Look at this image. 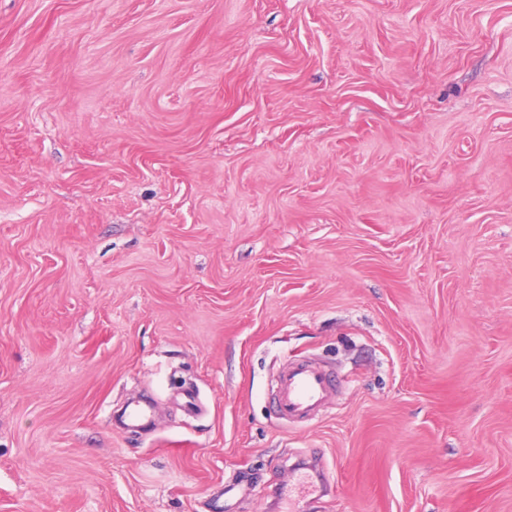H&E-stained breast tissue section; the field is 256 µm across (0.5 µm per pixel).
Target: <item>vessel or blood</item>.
Masks as SVG:
<instances>
[{
    "instance_id": "1",
    "label": "vessel or blood",
    "mask_w": 512,
    "mask_h": 512,
    "mask_svg": "<svg viewBox=\"0 0 512 512\" xmlns=\"http://www.w3.org/2000/svg\"><path fill=\"white\" fill-rule=\"evenodd\" d=\"M334 386V378L314 366L289 364L279 377V391L274 401L276 412L287 421L308 418L311 412L321 407Z\"/></svg>"
}]
</instances>
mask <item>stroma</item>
<instances>
[{"mask_svg":"<svg viewBox=\"0 0 512 512\" xmlns=\"http://www.w3.org/2000/svg\"><path fill=\"white\" fill-rule=\"evenodd\" d=\"M0 512H512V0H0ZM335 379L326 372L308 364L291 363L279 377V391L274 404L278 416L286 421H301L328 397Z\"/></svg>","mask_w":512,"mask_h":512,"instance_id":"35a3bbf8","label":"stroma"}]
</instances>
